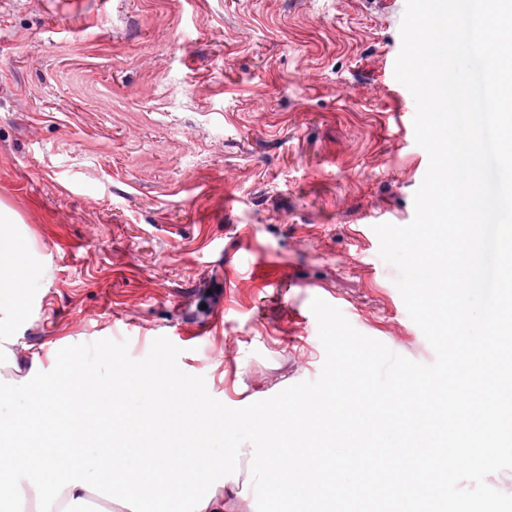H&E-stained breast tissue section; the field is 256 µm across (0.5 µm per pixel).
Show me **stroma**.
Wrapping results in <instances>:
<instances>
[{"mask_svg": "<svg viewBox=\"0 0 512 512\" xmlns=\"http://www.w3.org/2000/svg\"><path fill=\"white\" fill-rule=\"evenodd\" d=\"M405 0H0V202L43 266L17 346L108 338L231 408L319 377V297L429 364L373 227L428 169Z\"/></svg>", "mask_w": 512, "mask_h": 512, "instance_id": "35a3bbf8", "label": "stroma"}]
</instances>
